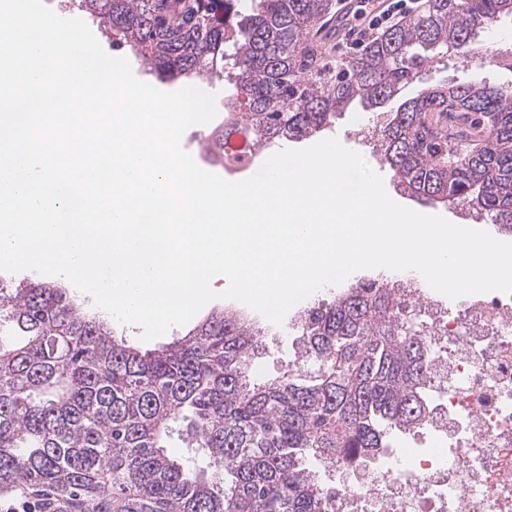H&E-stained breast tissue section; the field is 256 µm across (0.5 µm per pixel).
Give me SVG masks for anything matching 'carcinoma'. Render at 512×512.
<instances>
[{"label":"carcinoma","instance_id":"carcinoma-1","mask_svg":"<svg viewBox=\"0 0 512 512\" xmlns=\"http://www.w3.org/2000/svg\"><path fill=\"white\" fill-rule=\"evenodd\" d=\"M78 0L162 83L235 69L237 94L208 146L224 160L239 123L256 149L311 137L354 104L411 84L428 51L471 52V35L512 0H427L329 78L302 82L308 41L332 0ZM378 151L409 196L483 213L512 234V94L482 82L437 85L375 126ZM416 305L384 280L359 281L300 323L297 367L262 384L245 369L262 328L221 310L160 349L141 351L82 312L67 288L0 281V491L46 492L69 512H336L308 465L347 470L435 410ZM190 419L206 474L167 449Z\"/></svg>","mask_w":512,"mask_h":512}]
</instances>
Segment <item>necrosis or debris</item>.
<instances>
[{
    "label": "necrosis or debris",
    "mask_w": 512,
    "mask_h": 512,
    "mask_svg": "<svg viewBox=\"0 0 512 512\" xmlns=\"http://www.w3.org/2000/svg\"><path fill=\"white\" fill-rule=\"evenodd\" d=\"M432 326L443 395L429 427L453 451L341 472L336 512H512V296Z\"/></svg>",
    "instance_id": "4bbe7bcc"
}]
</instances>
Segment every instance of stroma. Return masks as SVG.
I'll return each instance as SVG.
<instances>
[{
    "label": "stroma",
    "instance_id": "1",
    "mask_svg": "<svg viewBox=\"0 0 512 512\" xmlns=\"http://www.w3.org/2000/svg\"><path fill=\"white\" fill-rule=\"evenodd\" d=\"M424 80L403 88L400 100L414 97L429 87L438 84L455 85L483 81L512 91V17L505 16L493 26L475 36L473 49L468 56L437 53L425 67ZM376 120V111L356 104L338 114L335 121L321 131V138L338 137L346 148L360 153L368 165L382 176L388 194L396 202L424 214H439L453 223L469 228L496 233L497 228L487 217L477 215L459 206L424 204L401 192L397 180L386 162L373 148L368 129ZM208 127L192 126L182 136L181 145L203 169L216 173L229 181L246 179L247 171L229 172L208 158ZM299 350L296 330L280 334L276 328H269L265 337V348L255 355L250 376L255 381L282 376L293 368Z\"/></svg>",
    "mask_w": 512,
    "mask_h": 512
}]
</instances>
